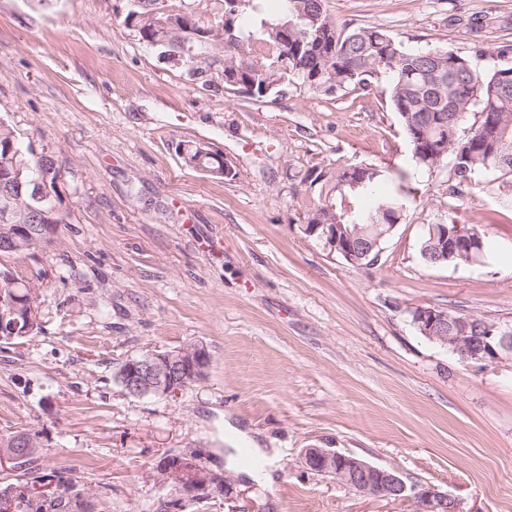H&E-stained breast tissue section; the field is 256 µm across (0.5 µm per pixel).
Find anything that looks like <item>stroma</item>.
I'll list each match as a JSON object with an SVG mask.
<instances>
[{
    "instance_id": "obj_1",
    "label": "stroma",
    "mask_w": 512,
    "mask_h": 512,
    "mask_svg": "<svg viewBox=\"0 0 512 512\" xmlns=\"http://www.w3.org/2000/svg\"><path fill=\"white\" fill-rule=\"evenodd\" d=\"M133 0H0V119L61 170L50 242L0 254L40 286V328L0 343V436L26 431L42 472L76 480L85 512H156L149 472L195 453L224 471V425L278 451L277 480L236 478L235 505L185 512H414L307 471L318 446L448 491L462 512H512V355L478 366L422 336L425 306L512 327V188L448 195L415 165L381 94L291 84L255 100L224 58L161 60L124 23ZM339 27L379 25L409 48H512V0H326ZM236 175L186 167L178 143ZM390 172L409 204L378 261L353 266L302 226L307 170ZM489 240L470 264L420 256L447 218ZM191 342L207 376L178 398H132L124 360Z\"/></svg>"
}]
</instances>
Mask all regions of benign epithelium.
I'll return each mask as SVG.
<instances>
[{"label": "benign epithelium", "instance_id": "obj_1", "mask_svg": "<svg viewBox=\"0 0 512 512\" xmlns=\"http://www.w3.org/2000/svg\"><path fill=\"white\" fill-rule=\"evenodd\" d=\"M155 25L161 34L181 36L176 53H163L161 58L180 66L198 59L195 42L201 32L195 30L164 11H156ZM0 195L8 205L0 210V223L12 226L3 230L0 246L7 248L16 241L15 232L30 230L27 210L15 206L12 183L0 179ZM395 225L383 230L373 226V234L356 224H305L303 231L317 238L330 254H337L347 262L357 265ZM432 247L425 250L427 263L448 261L458 253L468 251L469 259L481 243L480 236L461 224L431 225ZM413 324L427 339L446 346L461 359L484 366L495 363L512 353V330L496 323L477 318H451L431 307H418L413 312ZM211 356L202 343H189L172 350L152 352L139 358L122 362L114 379L122 380V390L134 398H170L181 395L191 384L203 379L209 369ZM38 440L28 433L14 434L0 440V465L13 464L37 446ZM302 464L311 472L332 476L358 490L360 493L391 500H410L415 512H461L459 501L434 485H409L401 474L390 468L372 465L362 459L345 455L329 448L304 449ZM154 483L167 491L160 507L163 512H184L193 503L221 499L230 502L237 497L235 483L227 473H215L200 466L191 453L167 454L150 472ZM191 483L204 495L187 496L183 485Z\"/></svg>", "mask_w": 512, "mask_h": 512}]
</instances>
